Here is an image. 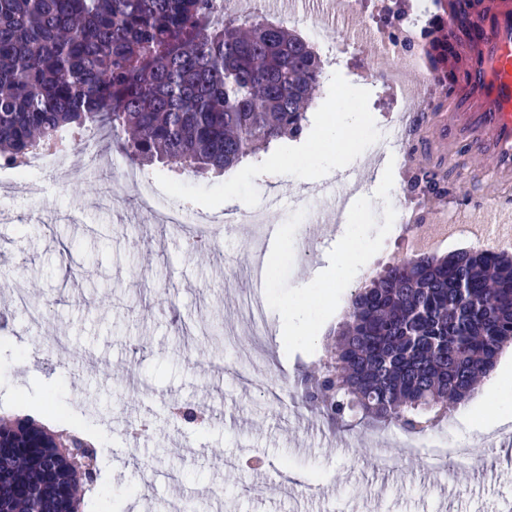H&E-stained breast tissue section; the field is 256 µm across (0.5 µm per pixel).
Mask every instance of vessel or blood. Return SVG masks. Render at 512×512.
Here are the masks:
<instances>
[{"label":"vessel or blood","instance_id":"obj_1","mask_svg":"<svg viewBox=\"0 0 512 512\" xmlns=\"http://www.w3.org/2000/svg\"><path fill=\"white\" fill-rule=\"evenodd\" d=\"M457 8L469 21L467 74L450 91L447 111L400 113L396 140L405 157L424 144L459 172L469 158L485 160L492 189L457 221L479 225L491 238L512 240V0H459ZM461 140L468 146L464 155L457 150ZM364 181L357 166L322 186L325 206L311 215L308 240L344 222Z\"/></svg>","mask_w":512,"mask_h":512}]
</instances>
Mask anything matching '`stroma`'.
<instances>
[{
  "instance_id": "35a3bbf8",
  "label": "stroma",
  "mask_w": 512,
  "mask_h": 512,
  "mask_svg": "<svg viewBox=\"0 0 512 512\" xmlns=\"http://www.w3.org/2000/svg\"><path fill=\"white\" fill-rule=\"evenodd\" d=\"M402 69L400 60L351 52L323 81L311 126L338 90L352 88L368 130L379 133L392 118L386 78ZM322 149L306 135L279 141L221 176L147 166L150 203L130 188L109 210L95 200L113 190L126 157L97 131L67 173L0 161V183L10 185L0 190V288L21 282L30 300L0 306V417L93 434L102 455L95 512H169L175 500L188 512H506L512 504V438L487 447L489 429L468 421L485 411L488 387L512 380L510 351L437 430L467 445L483 479L469 466L447 472L427 451L381 469L379 456L399 455V427L336 429L303 405L297 381L325 358L350 293L409 255L405 230L388 220L383 182L402 186L429 163L421 153L414 165L391 162L367 178L372 204L353 217L371 261L337 282L324 273L336 260V234L297 256L309 211L323 202L319 183L266 174L271 158L289 168ZM230 187L279 229L258 325L240 309L255 294L251 224L219 222L191 251L187 225L154 219L176 203L192 219H220ZM39 305L48 308L44 335L60 340L50 354L32 339L30 309ZM297 305L306 308L303 331L289 340L285 313ZM186 404L204 408L206 422H175L174 408ZM449 480L456 491L447 496L440 488Z\"/></svg>"
}]
</instances>
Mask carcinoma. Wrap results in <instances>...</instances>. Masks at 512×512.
<instances>
[{"instance_id":"carcinoma-1","label":"carcinoma","mask_w":512,"mask_h":512,"mask_svg":"<svg viewBox=\"0 0 512 512\" xmlns=\"http://www.w3.org/2000/svg\"><path fill=\"white\" fill-rule=\"evenodd\" d=\"M213 0H0V160L106 124L130 164L202 174L299 139L323 62L282 24L216 23ZM428 32L433 69L463 65ZM428 169L412 188L441 191ZM512 345V255L465 249L403 259L357 289L326 360L298 381L330 425L353 418L425 433L469 401ZM69 436L0 422V506L83 512L89 475Z\"/></svg>"}]
</instances>
